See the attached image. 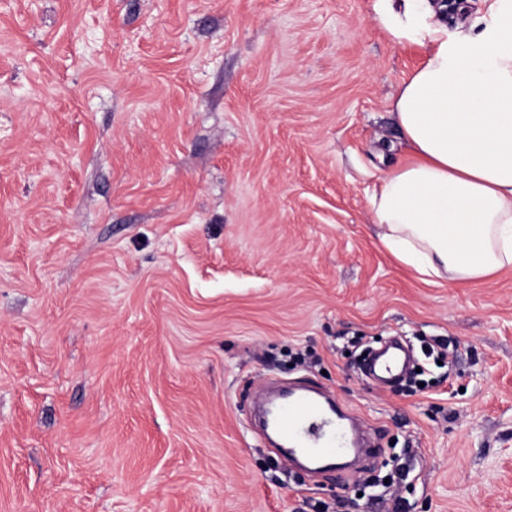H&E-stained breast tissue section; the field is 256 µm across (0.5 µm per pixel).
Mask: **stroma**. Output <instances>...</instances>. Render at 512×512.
<instances>
[{"mask_svg":"<svg viewBox=\"0 0 512 512\" xmlns=\"http://www.w3.org/2000/svg\"><path fill=\"white\" fill-rule=\"evenodd\" d=\"M423 57L371 0H0V512H385L252 423L300 378L403 512H512V266L424 281L370 206ZM391 336L457 355L380 387ZM449 345V340L447 341L439 337H431L429 339H425L422 345L425 359H430L432 357L433 360L437 362L448 357L449 365L454 358V348L457 347L456 343H452L453 349L450 350Z\"/></svg>","mask_w":512,"mask_h":512,"instance_id":"35a3bbf8","label":"stroma"}]
</instances>
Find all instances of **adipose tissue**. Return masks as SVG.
Instances as JSON below:
<instances>
[{
    "label": "adipose tissue",
    "mask_w": 512,
    "mask_h": 512,
    "mask_svg": "<svg viewBox=\"0 0 512 512\" xmlns=\"http://www.w3.org/2000/svg\"><path fill=\"white\" fill-rule=\"evenodd\" d=\"M390 42L425 49L393 101L412 160L371 197L381 240L426 277L512 266V0L449 29L446 0H373Z\"/></svg>",
    "instance_id": "adipose-tissue-1"
}]
</instances>
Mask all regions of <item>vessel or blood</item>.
Instances as JSON below:
<instances>
[{
  "mask_svg": "<svg viewBox=\"0 0 512 512\" xmlns=\"http://www.w3.org/2000/svg\"><path fill=\"white\" fill-rule=\"evenodd\" d=\"M411 354L397 339L386 342L366 364L369 379L382 386L393 384L406 371ZM275 426L288 442V457L318 468L348 453L361 452L365 439L340 401L312 385L291 391L278 406Z\"/></svg>",
  "mask_w": 512,
  "mask_h": 512,
  "instance_id": "b4317fda",
  "label": "vessel or blood"
}]
</instances>
